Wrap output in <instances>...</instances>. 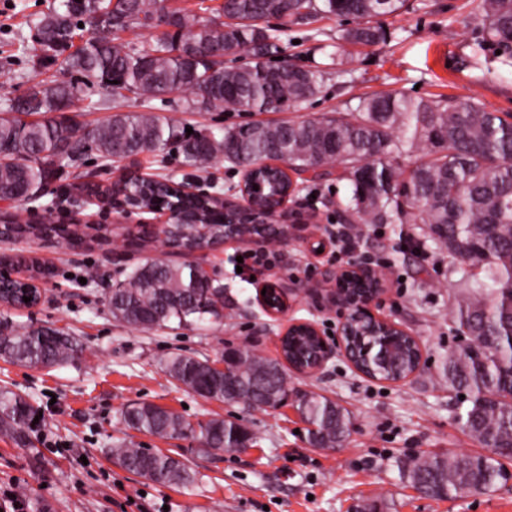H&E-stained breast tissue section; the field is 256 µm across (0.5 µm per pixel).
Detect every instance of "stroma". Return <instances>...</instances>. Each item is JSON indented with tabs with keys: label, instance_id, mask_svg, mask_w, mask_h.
Here are the masks:
<instances>
[{
	"label": "stroma",
	"instance_id": "obj_1",
	"mask_svg": "<svg viewBox=\"0 0 512 512\" xmlns=\"http://www.w3.org/2000/svg\"><path fill=\"white\" fill-rule=\"evenodd\" d=\"M479 0H409L397 17L382 18L386 39L374 47L344 41L352 23L320 18L293 27L283 40L282 59L330 72L321 93L295 112H187L167 97L144 102L118 98L100 87H85L76 107L80 121L95 126L117 112L152 111L195 131L223 135L247 122L317 119L342 110L352 98L401 92L423 98L439 95L472 99L512 121V57L483 42ZM54 0H0V109L25 90L28 79L73 81L35 39L32 15ZM138 171L174 182L201 181L215 192L239 185L241 174L224 159L206 170L182 164L179 156L143 155ZM349 181L328 176L309 184L302 216L309 222L294 238L278 242L274 265L254 273L237 272L244 244L226 242L195 254L224 284V319L201 329L142 331L110 317L105 296L125 272L153 259H170L157 230L160 215H125L112 209V241L103 248L75 247L60 238L0 239V256L20 254L52 268L46 297L35 308H12L13 321L50 326L78 338L84 351L74 362L32 369L0 360V386L27 397L40 412L26 433L28 443L0 437V486L22 493L35 512H512V479L491 492H464L435 500L414 489L406 470L424 454H469L479 444L457 419L464 401L444 382L443 367L457 342L451 312L464 294L451 258L432 243L421 252L398 249L400 235L413 225L367 224L361 245L383 265L387 290L374 312L391 319L423 345L424 364L400 383L374 382L356 374L342 359L322 373H289L293 390L314 391L344 406L352 416L342 448L321 450L306 441V423L292 406L245 409L207 401L178 387L163 361L173 353L218 360L228 345L248 346L273 358L290 319H311L322 332L335 331L338 319L325 299V271L339 268L334 249L314 255L309 235L329 236V223L341 220L339 201ZM149 223L148 246L126 242L128 229ZM105 277L81 282L87 266ZM269 279L290 288V309L274 320L257 303V287ZM152 403L195 423L219 416L244 427L250 448L241 453H200L192 439L163 440L124 426L122 410ZM184 457L194 474L190 487H160L113 463L109 450L120 440Z\"/></svg>",
	"mask_w": 512,
	"mask_h": 512
}]
</instances>
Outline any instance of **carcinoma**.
<instances>
[{"instance_id": "1", "label": "carcinoma", "mask_w": 512, "mask_h": 512, "mask_svg": "<svg viewBox=\"0 0 512 512\" xmlns=\"http://www.w3.org/2000/svg\"><path fill=\"white\" fill-rule=\"evenodd\" d=\"M407 0H224L227 21L215 24L165 0H60L37 17L39 43L61 58V69L75 72L86 86L113 94L126 91L149 102L164 92L177 94L186 111L277 112L317 96L326 73L270 58L279 53L288 25L318 17L352 18L345 39L375 46L384 40L377 18L398 16ZM481 35L490 45L512 49V0H480ZM169 30L140 48L119 41L126 31L150 30L161 15ZM284 20L280 26L267 21ZM97 20L100 36L73 48L78 23ZM249 57L244 65L231 62ZM78 88L66 82L31 80L25 93L0 110V195L19 198L55 181L63 168L90 151L106 163L155 154L173 145L183 163L196 168L222 156L243 168L258 160L285 163L293 172L338 167L349 174L350 195L342 220L350 224H419L424 237L457 261L481 268L452 315L462 343L448 351L443 378L448 389H467L469 405L458 414L465 431L482 447L474 454H428L414 459L407 477L424 496L445 499L464 491L488 492L508 479L504 460H512V122L478 102L415 98L382 92L358 99L319 120L250 122L224 130L222 137L187 135L174 122L147 111L115 113L86 130L75 110ZM262 179L288 190L287 174L270 170ZM115 187L140 197L147 207L180 204L193 212L213 208L207 240H224V213L201 199L182 200L166 179L121 176ZM268 188L259 205H278ZM36 228L18 210L4 236L31 234ZM112 231L85 224L73 237L88 249L101 246ZM112 319L151 330L219 320L224 284L199 275L191 262L148 261L125 274L109 290ZM0 358L21 366L59 365L83 353L80 341L52 327L16 326L0 317ZM167 374L198 396L245 408L275 409L288 395V368L243 348L228 373L216 372L207 358L173 353ZM380 379L414 368L411 350L373 357ZM296 410L307 422L314 448L336 449L350 435L349 411L336 401L304 393ZM36 409L14 391L0 389V434L26 436ZM133 430L166 439L190 437L207 451L234 453L249 440L239 424L210 418L196 424L151 403L122 411ZM123 469L158 486L187 485L190 468L162 452L145 453L124 443L111 448Z\"/></svg>"}]
</instances>
